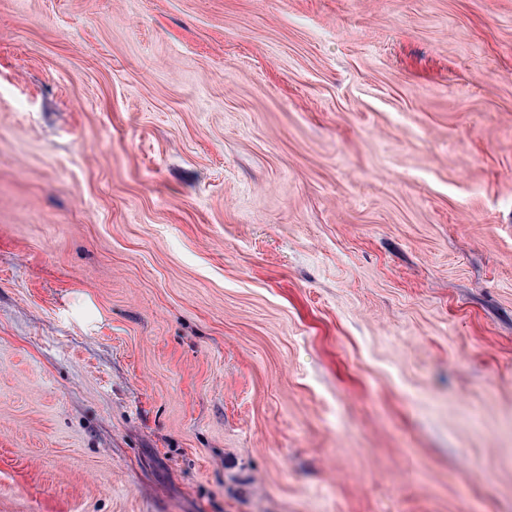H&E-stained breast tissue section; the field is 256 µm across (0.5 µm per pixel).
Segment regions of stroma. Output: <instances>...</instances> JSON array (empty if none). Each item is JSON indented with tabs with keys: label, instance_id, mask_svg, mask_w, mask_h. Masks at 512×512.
I'll return each instance as SVG.
<instances>
[{
	"label": "stroma",
	"instance_id": "obj_1",
	"mask_svg": "<svg viewBox=\"0 0 512 512\" xmlns=\"http://www.w3.org/2000/svg\"><path fill=\"white\" fill-rule=\"evenodd\" d=\"M0 512H512V0H0Z\"/></svg>",
	"mask_w": 512,
	"mask_h": 512
}]
</instances>
